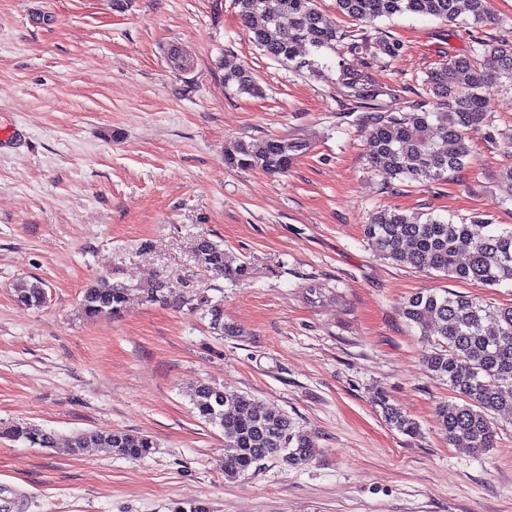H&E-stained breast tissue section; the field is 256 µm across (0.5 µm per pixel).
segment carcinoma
<instances>
[{"label":"carcinoma","mask_w":512,"mask_h":512,"mask_svg":"<svg viewBox=\"0 0 512 512\" xmlns=\"http://www.w3.org/2000/svg\"><path fill=\"white\" fill-rule=\"evenodd\" d=\"M235 4L250 40L263 54L321 77L334 69L336 88L345 98L363 109L389 112L372 124L366 154L372 167L382 168L391 178L445 179L469 163L475 135L494 138L497 129L489 97L501 79L512 83V44L489 49L474 36L475 46L468 54L428 71L424 85L436 101L432 110L423 103L407 111L398 108L403 90L376 82L370 73L382 58L392 59L403 49L400 41L376 27L377 21L410 14L455 26H477L491 20L489 0H336L340 15L363 26L356 34L337 30L336 22L320 11L318 0H235ZM285 17L291 20L286 29L281 23ZM338 42L344 55L366 56L363 66L355 68L344 57L335 67L321 62V50ZM303 45L310 50L308 58L298 53ZM224 85L240 93L261 94L251 69L229 60L224 61ZM303 149L300 142L280 138L235 140L225 147L224 159L232 168L281 174ZM365 235L379 255L397 263L485 286L512 281V229L480 218L455 222L384 208L372 216ZM194 257L204 270L231 280L244 281L249 275L246 263H234L220 244L206 236L196 241ZM14 292L28 307L39 308L47 300L38 280L17 282ZM126 301L127 288L103 280L86 289L83 311L90 319L115 315ZM206 314L217 335L236 334L235 327L224 324L220 305H207ZM403 315L429 337L430 350L423 356L426 369L446 381L455 395V400L437 408L448 442L472 455L487 451L495 442L496 416L512 413V305L492 311L467 295L419 292L404 304ZM193 401L199 416L224 432L227 480L247 475L265 460L295 466L316 454L313 437L287 413L263 407L247 394L201 384ZM376 402L391 428L408 436L417 434V423L385 395L377 396ZM0 433L33 446L56 447L52 432L27 424L11 425ZM89 447L109 448L138 461L152 453L155 443L144 434L80 432L63 451L76 455Z\"/></svg>","instance_id":"cac0c4a2"}]
</instances>
